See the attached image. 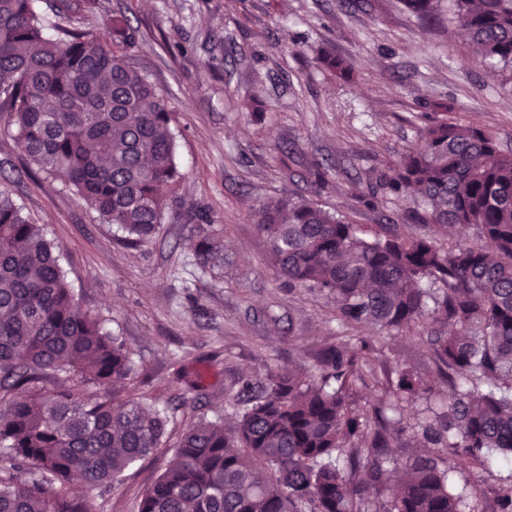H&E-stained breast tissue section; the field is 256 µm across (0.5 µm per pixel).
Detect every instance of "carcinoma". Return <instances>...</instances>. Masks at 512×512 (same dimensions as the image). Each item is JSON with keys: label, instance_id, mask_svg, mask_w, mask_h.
<instances>
[{"label": "carcinoma", "instance_id": "carcinoma-1", "mask_svg": "<svg viewBox=\"0 0 512 512\" xmlns=\"http://www.w3.org/2000/svg\"><path fill=\"white\" fill-rule=\"evenodd\" d=\"M457 21L495 74L512 76V0H454ZM433 19L434 0H401ZM84 0H57L63 19ZM136 30L112 18V42L78 27L48 26L37 0H0V112L22 154L47 175L63 172L104 224L129 242L152 237L180 176L161 90L135 68ZM321 64L346 78L351 65L328 52ZM437 116L376 188L419 194L417 220L473 231L444 248L402 235L393 218L372 230L299 197L261 202L256 224L269 254L299 292H323L336 317L358 328L414 332L428 316L442 331L421 337L448 383L437 410L415 421L419 376L362 371L353 341L321 352L315 370L238 381L233 427L188 423L174 461L144 493L139 512H462L448 490V460L485 469L484 452L512 459V150L485 130ZM223 244L210 233L196 253L208 264ZM133 353L84 312L58 247L0 188V512H93L68 491L72 475L112 485L168 442L165 412L116 383L134 385ZM379 401L365 407L368 391ZM403 481L383 496L387 466ZM471 512H512V487Z\"/></svg>", "mask_w": 512, "mask_h": 512}]
</instances>
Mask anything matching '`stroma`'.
Here are the masks:
<instances>
[{"label": "stroma", "mask_w": 512, "mask_h": 512, "mask_svg": "<svg viewBox=\"0 0 512 512\" xmlns=\"http://www.w3.org/2000/svg\"><path fill=\"white\" fill-rule=\"evenodd\" d=\"M440 0L424 24L399 0H88L79 26L112 34L114 16L137 30L128 54L166 96L180 169L154 238L125 243L60 176H27L21 150L0 116V183L25 215L61 247V264L84 310L120 336L142 368L135 392L170 418L178 440L192 419L235 412L225 401L238 377L306 371L346 330L335 302L288 290L255 223L258 204L299 196L373 227L397 215L398 228L453 243L447 228L412 223L415 197L365 203L378 173L418 139L435 103L480 126L512 150V80L488 76L484 61ZM354 65L351 79L325 70L320 50ZM262 109L253 117L252 109ZM224 250L202 265V231ZM364 366L419 372L432 397L447 384L420 340L367 325ZM199 371L194 391L183 370ZM172 450L130 467L112 487L87 489L96 512H138ZM464 500L512 485V465L490 454L485 470L452 465Z\"/></svg>", "instance_id": "35a3bbf8"}]
</instances>
